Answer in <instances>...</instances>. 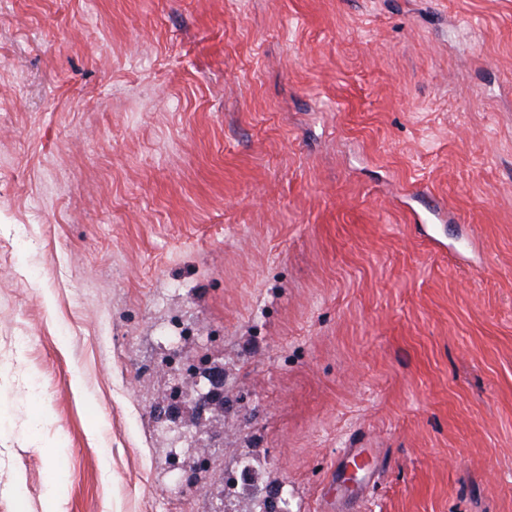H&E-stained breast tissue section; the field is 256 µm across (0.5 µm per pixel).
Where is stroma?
Wrapping results in <instances>:
<instances>
[{
  "label": "stroma",
  "mask_w": 512,
  "mask_h": 512,
  "mask_svg": "<svg viewBox=\"0 0 512 512\" xmlns=\"http://www.w3.org/2000/svg\"><path fill=\"white\" fill-rule=\"evenodd\" d=\"M343 448L512 512V0H0V512H324Z\"/></svg>",
  "instance_id": "1"
}]
</instances>
